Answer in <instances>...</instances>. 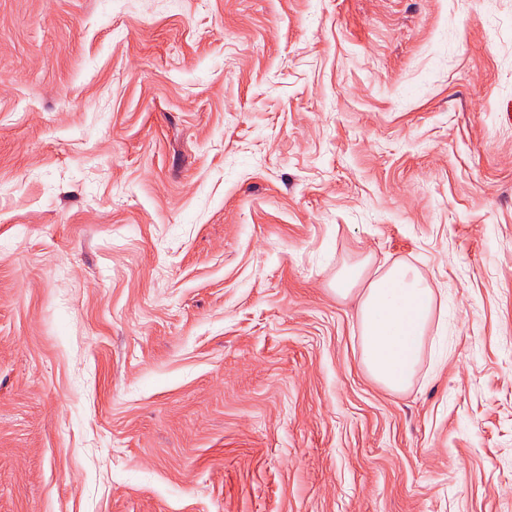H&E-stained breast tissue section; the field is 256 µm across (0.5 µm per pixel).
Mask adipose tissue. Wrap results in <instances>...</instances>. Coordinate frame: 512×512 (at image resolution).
I'll use <instances>...</instances> for the list:
<instances>
[{
  "mask_svg": "<svg viewBox=\"0 0 512 512\" xmlns=\"http://www.w3.org/2000/svg\"><path fill=\"white\" fill-rule=\"evenodd\" d=\"M366 262L344 266L334 289L345 298L359 293V363L381 387L408 390L417 375L429 327L436 312L437 289L419 273L396 264L368 278Z\"/></svg>",
  "mask_w": 512,
  "mask_h": 512,
  "instance_id": "adipose-tissue-1",
  "label": "adipose tissue"
}]
</instances>
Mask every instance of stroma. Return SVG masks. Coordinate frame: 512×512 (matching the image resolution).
Listing matches in <instances>:
<instances>
[{
    "instance_id": "35a3bbf8",
    "label": "stroma",
    "mask_w": 512,
    "mask_h": 512,
    "mask_svg": "<svg viewBox=\"0 0 512 512\" xmlns=\"http://www.w3.org/2000/svg\"><path fill=\"white\" fill-rule=\"evenodd\" d=\"M0 512H512V0H0ZM368 260L345 265L333 283L336 295L360 293V366L393 393L408 390L416 378L429 327L436 312L437 288L419 273L395 264L367 280Z\"/></svg>"
}]
</instances>
